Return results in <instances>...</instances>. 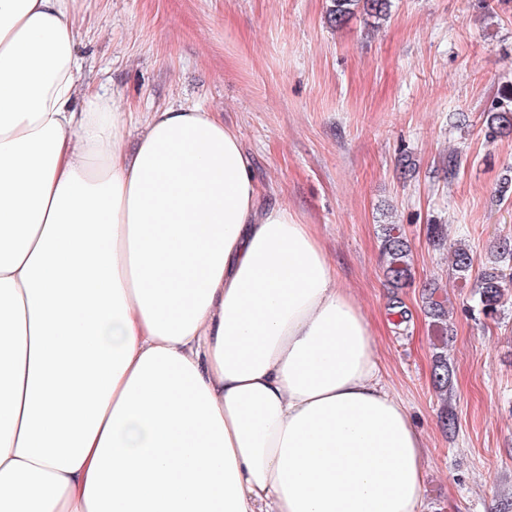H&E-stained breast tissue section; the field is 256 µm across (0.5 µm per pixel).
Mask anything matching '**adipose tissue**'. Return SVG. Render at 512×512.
Segmentation results:
<instances>
[{
    "label": "adipose tissue",
    "instance_id": "1",
    "mask_svg": "<svg viewBox=\"0 0 512 512\" xmlns=\"http://www.w3.org/2000/svg\"><path fill=\"white\" fill-rule=\"evenodd\" d=\"M0 0V512H423L428 456L313 225L220 113L84 82Z\"/></svg>",
    "mask_w": 512,
    "mask_h": 512
}]
</instances>
